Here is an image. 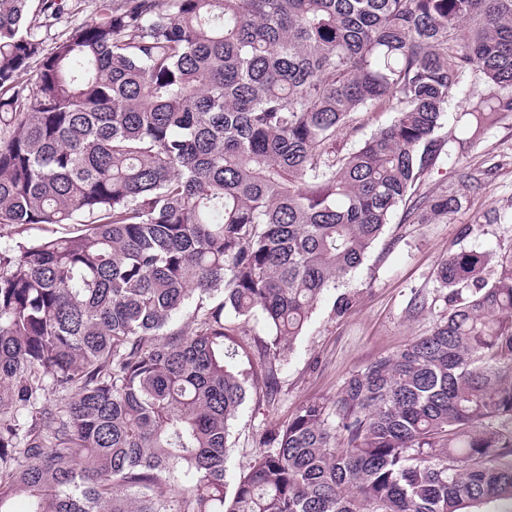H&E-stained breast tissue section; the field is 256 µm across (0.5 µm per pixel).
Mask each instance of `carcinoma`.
I'll list each match as a JSON object with an SVG mask.
<instances>
[{
	"mask_svg": "<svg viewBox=\"0 0 512 512\" xmlns=\"http://www.w3.org/2000/svg\"><path fill=\"white\" fill-rule=\"evenodd\" d=\"M68 2L0 0V226L78 225L0 246V512H512V255H448L430 335L224 466L395 209L461 207L412 193L512 118V0H96L47 52ZM358 130L352 132L345 129L338 135V143L344 147L343 152L353 149L381 128L388 126L394 119L395 113L385 108H376L370 112H361L356 116Z\"/></svg>",
	"mask_w": 512,
	"mask_h": 512,
	"instance_id": "cac0c4a2",
	"label": "carcinoma"
}]
</instances>
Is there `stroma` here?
<instances>
[{
    "mask_svg": "<svg viewBox=\"0 0 512 512\" xmlns=\"http://www.w3.org/2000/svg\"><path fill=\"white\" fill-rule=\"evenodd\" d=\"M452 193L460 209L427 224L396 210L380 239L348 282L357 294L353 310L332 318V295L318 304L281 368L274 402L249 393L232 423L228 476L245 470L270 431L309 399L333 400L345 380L374 359L392 354L408 340L428 334L446 312L437 279L448 254L485 252L488 273L512 254V119L481 137L460 159H449L422 179L416 197ZM423 309L411 310L412 300Z\"/></svg>",
    "mask_w": 512,
    "mask_h": 512,
    "instance_id": "obj_1",
    "label": "stroma"
}]
</instances>
